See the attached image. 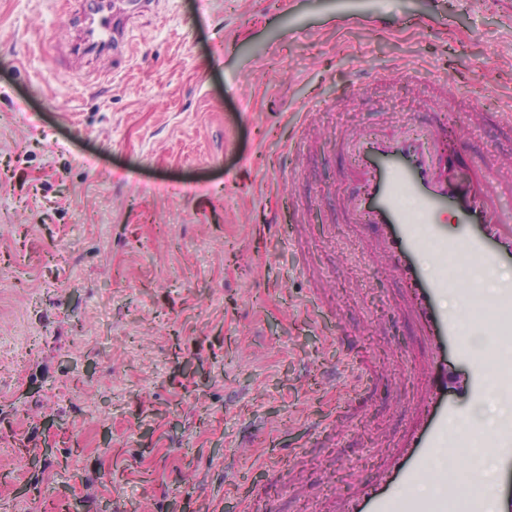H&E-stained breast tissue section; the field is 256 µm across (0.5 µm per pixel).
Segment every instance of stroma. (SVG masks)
<instances>
[{
  "label": "stroma",
  "mask_w": 512,
  "mask_h": 512,
  "mask_svg": "<svg viewBox=\"0 0 512 512\" xmlns=\"http://www.w3.org/2000/svg\"><path fill=\"white\" fill-rule=\"evenodd\" d=\"M155 0L75 52L81 0H0V503L329 512L407 423L422 344L339 205L346 136L452 115L512 155V0ZM314 131H307L304 119ZM347 333L373 377L351 396Z\"/></svg>",
  "instance_id": "35a3bbf8"
}]
</instances>
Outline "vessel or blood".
<instances>
[{"label":"vessel or blood","instance_id":"b4317fda","mask_svg":"<svg viewBox=\"0 0 512 512\" xmlns=\"http://www.w3.org/2000/svg\"><path fill=\"white\" fill-rule=\"evenodd\" d=\"M124 10L122 0H86L79 16L83 51L105 58L125 54L120 22ZM358 151L361 190L344 197L342 205L369 230L387 269L403 284L424 355L418 371L420 391L412 402L407 430L375 475L343 498L340 512H454L457 491L448 482V470L431 465L435 449L463 444L452 432L462 413L448 398L444 355L454 351L469 364L466 390L475 399L488 386V363H495L499 391L505 402H512V280L500 282L492 299L500 313L495 322L498 344L491 351L477 350L461 335L456 314L440 306L454 291L452 281L447 274L423 271L418 257L428 243L438 256L464 250L476 258L479 269L498 268L512 259V219L504 205L493 203L485 179L473 174L466 184H458L455 172L461 150L449 147L444 122L434 121L417 135L393 129L360 142ZM402 193L413 198L414 213L399 206ZM449 211L462 224V232H449L439 223V216ZM484 445L495 461L487 477L489 492L470 499L467 512H512V411L497 419ZM423 480L435 485V493L403 500V491Z\"/></svg>","mask_w":512,"mask_h":512}]
</instances>
